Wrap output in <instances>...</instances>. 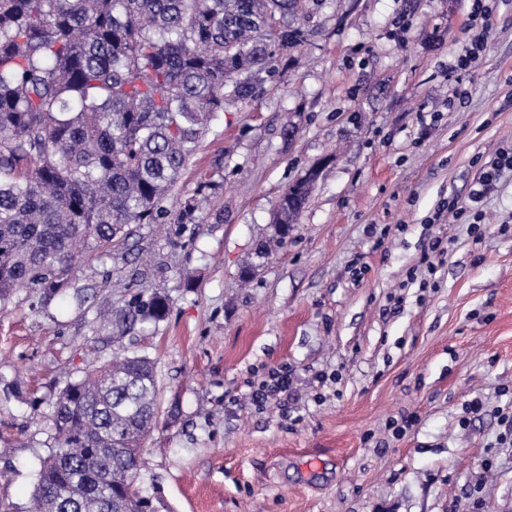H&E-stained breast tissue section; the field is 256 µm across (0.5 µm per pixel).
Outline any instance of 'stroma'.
<instances>
[{
    "instance_id": "1",
    "label": "stroma",
    "mask_w": 512,
    "mask_h": 512,
    "mask_svg": "<svg viewBox=\"0 0 512 512\" xmlns=\"http://www.w3.org/2000/svg\"><path fill=\"white\" fill-rule=\"evenodd\" d=\"M483 5L484 47L452 73L472 0H321L165 200L207 186L202 223L140 225L127 256L85 252L62 292L0 305V512H26L58 392L112 355L95 307L133 280L171 300L134 344L157 365L138 479L156 512H512V168L479 229L446 210L512 149V0ZM314 167L287 244L257 258ZM280 366L287 402L256 406ZM318 175V168H312L289 187V194L287 189L278 200L273 230L274 236L282 245L287 244L288 226L295 223L297 216L306 207Z\"/></svg>"
}]
</instances>
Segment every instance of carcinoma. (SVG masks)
I'll list each match as a JSON object with an SVG mask.
<instances>
[{"label": "carcinoma", "mask_w": 512, "mask_h": 512, "mask_svg": "<svg viewBox=\"0 0 512 512\" xmlns=\"http://www.w3.org/2000/svg\"><path fill=\"white\" fill-rule=\"evenodd\" d=\"M297 0H0V302L53 295L79 246L128 244L135 224H194L198 206H162L228 101L276 72ZM319 169L278 200L274 236L306 207ZM170 312L139 291L99 311L113 357L68 382L52 405L51 452L32 512H142V448L159 423L156 361L135 329Z\"/></svg>", "instance_id": "obj_1"}]
</instances>
